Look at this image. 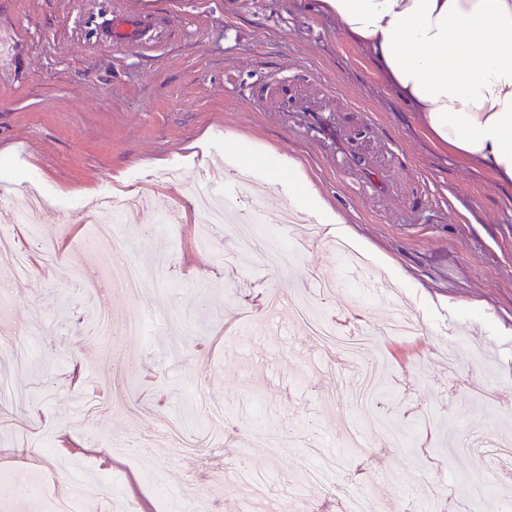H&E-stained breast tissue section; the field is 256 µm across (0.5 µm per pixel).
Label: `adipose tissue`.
Masks as SVG:
<instances>
[{
  "mask_svg": "<svg viewBox=\"0 0 512 512\" xmlns=\"http://www.w3.org/2000/svg\"><path fill=\"white\" fill-rule=\"evenodd\" d=\"M367 53L393 95L419 113L429 140L512 186V0H317ZM316 223L338 224L287 156L253 167Z\"/></svg>",
  "mask_w": 512,
  "mask_h": 512,
  "instance_id": "adipose-tissue-1",
  "label": "adipose tissue"
}]
</instances>
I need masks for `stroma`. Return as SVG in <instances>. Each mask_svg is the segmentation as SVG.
<instances>
[{"mask_svg":"<svg viewBox=\"0 0 512 512\" xmlns=\"http://www.w3.org/2000/svg\"><path fill=\"white\" fill-rule=\"evenodd\" d=\"M312 4L0 0V33L11 39L0 66V185L18 198L43 195L41 240L75 276L63 283L36 265L10 284L19 305L0 334L17 323L36 338L29 366L0 350L22 406L0 409V477L26 473L63 501L75 470L109 473L131 512H169L197 494L208 512H237L252 486L224 478L242 460L267 478L278 512H292L301 485L279 476L294 472L310 440L336 458L335 473L307 495L313 512H347L354 488L377 500L411 491L412 512H422L417 479L437 471L455 512H498L512 500L497 464L448 447L476 432L512 437V412L496 402L512 393L499 381L500 364L512 365V187L435 146L368 55ZM229 137L297 161L344 220L345 241L391 278L394 294L374 296L341 277L331 248L308 240L312 219L279 228L287 195L236 180L241 164L224 155ZM225 187L258 201L267 248L283 236L297 243L285 269L244 259L231 279L216 277L239 226L224 225L213 247L198 245L192 199ZM106 194L136 201L119 227L128 251L69 252ZM160 201L177 206L164 240L153 231ZM129 263L159 276L150 315L142 333L107 343L94 334L91 310L122 323L139 307L105 288L86 302L76 279L87 271L104 279ZM313 270L341 277V290L322 302L297 288ZM267 291L322 302L332 316L360 303L372 322L397 311L418 321L414 335L379 340L394 416L410 440L384 442L346 406L356 384L346 357L291 321L276 334L264 329L255 306ZM88 399L99 411L75 417ZM180 402L196 407L184 432L228 430L224 447L187 455L161 436V416ZM419 408L433 417L418 427ZM354 430L365 441L347 456L336 439ZM263 433L296 440L274 457ZM141 435L152 446L124 452Z\"/></svg>","mask_w":512,"mask_h":512,"instance_id":"1","label":"stroma"}]
</instances>
